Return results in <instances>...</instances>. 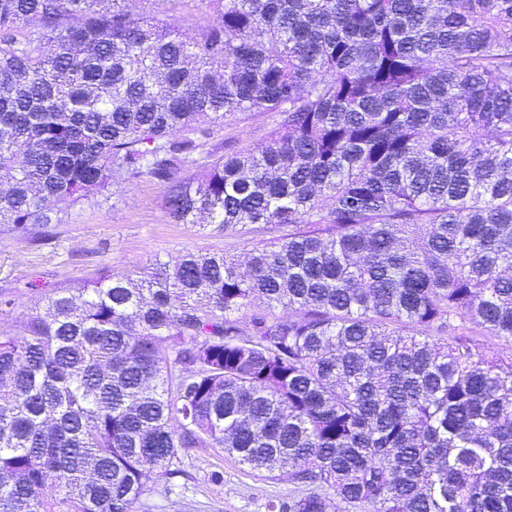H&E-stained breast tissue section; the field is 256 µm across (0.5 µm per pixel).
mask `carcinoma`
Masks as SVG:
<instances>
[{"label": "carcinoma", "mask_w": 512, "mask_h": 512, "mask_svg": "<svg viewBox=\"0 0 512 512\" xmlns=\"http://www.w3.org/2000/svg\"><path fill=\"white\" fill-rule=\"evenodd\" d=\"M237 112L277 124L215 159ZM0 177L18 237L142 179L176 224L288 225L1 332L0 512H132L190 448L308 488L268 512H512V361L473 339L512 344V0H223L198 34L0 0Z\"/></svg>", "instance_id": "obj_1"}]
</instances>
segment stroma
<instances>
[{
	"label": "stroma",
	"mask_w": 512,
	"mask_h": 512,
	"mask_svg": "<svg viewBox=\"0 0 512 512\" xmlns=\"http://www.w3.org/2000/svg\"><path fill=\"white\" fill-rule=\"evenodd\" d=\"M219 0H166L172 30L197 32L213 20ZM276 124L269 112H239L214 127L207 151L221 155L260 143ZM166 184L141 180L115 188L110 197L62 206L48 235L32 229L19 238L0 234V296L14 299L0 313V329L15 330L39 298L95 279L104 270L140 278L155 263L175 262L188 251L243 254L247 239L216 224L173 223ZM183 473L144 495L134 512H267L273 499L304 493V486L243 468L212 448H192Z\"/></svg>",
	"instance_id": "1"
}]
</instances>
